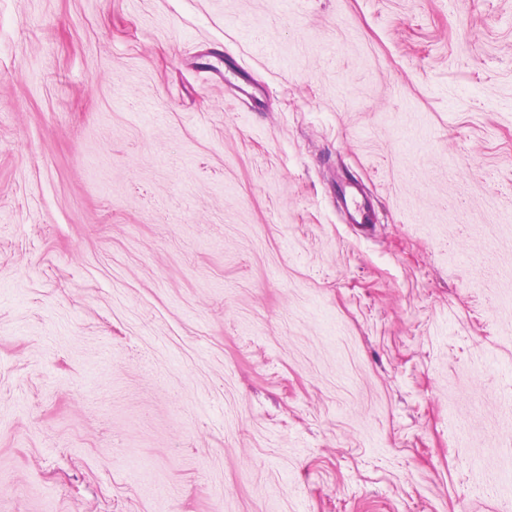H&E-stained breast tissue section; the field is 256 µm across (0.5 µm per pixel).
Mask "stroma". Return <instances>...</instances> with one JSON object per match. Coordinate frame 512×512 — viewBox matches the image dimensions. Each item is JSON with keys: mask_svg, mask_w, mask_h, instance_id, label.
Listing matches in <instances>:
<instances>
[{"mask_svg": "<svg viewBox=\"0 0 512 512\" xmlns=\"http://www.w3.org/2000/svg\"><path fill=\"white\" fill-rule=\"evenodd\" d=\"M0 512H512V0H0Z\"/></svg>", "mask_w": 512, "mask_h": 512, "instance_id": "1", "label": "stroma"}]
</instances>
